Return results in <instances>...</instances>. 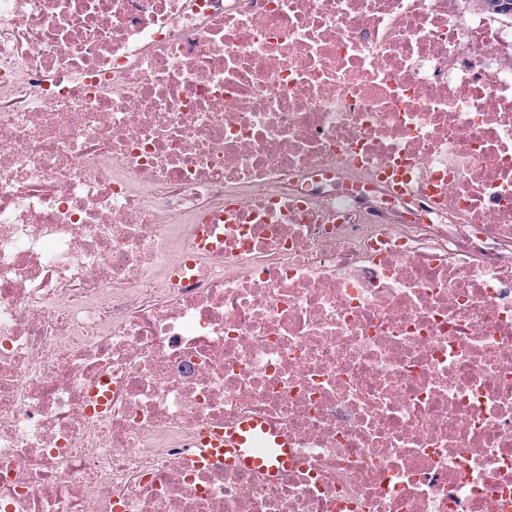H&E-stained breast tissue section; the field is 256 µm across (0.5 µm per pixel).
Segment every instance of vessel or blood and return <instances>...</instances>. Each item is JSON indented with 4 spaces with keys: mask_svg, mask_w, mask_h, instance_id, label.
I'll return each instance as SVG.
<instances>
[{
    "mask_svg": "<svg viewBox=\"0 0 512 512\" xmlns=\"http://www.w3.org/2000/svg\"><path fill=\"white\" fill-rule=\"evenodd\" d=\"M199 445L204 454L223 457L231 466L277 471L288 464L287 439L257 419L205 430Z\"/></svg>",
    "mask_w": 512,
    "mask_h": 512,
    "instance_id": "b4317fda",
    "label": "vessel or blood"
}]
</instances>
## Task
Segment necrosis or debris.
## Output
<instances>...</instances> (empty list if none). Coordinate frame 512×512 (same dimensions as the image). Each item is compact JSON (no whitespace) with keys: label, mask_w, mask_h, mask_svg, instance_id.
<instances>
[{"label":"necrosis or debris","mask_w":512,"mask_h":512,"mask_svg":"<svg viewBox=\"0 0 512 512\" xmlns=\"http://www.w3.org/2000/svg\"><path fill=\"white\" fill-rule=\"evenodd\" d=\"M0 512H512V10L0 0ZM199 447L210 457L224 456V464L279 471L288 467V440L261 420L213 427L201 433Z\"/></svg>","instance_id":"obj_1"}]
</instances>
